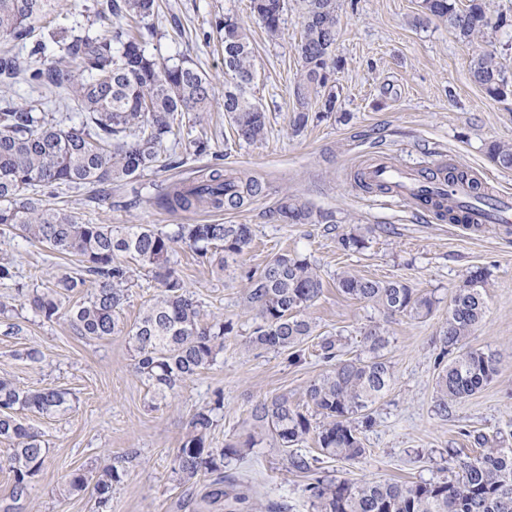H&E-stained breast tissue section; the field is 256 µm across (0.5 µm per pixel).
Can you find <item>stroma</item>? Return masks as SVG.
Wrapping results in <instances>:
<instances>
[{
  "mask_svg": "<svg viewBox=\"0 0 512 512\" xmlns=\"http://www.w3.org/2000/svg\"><path fill=\"white\" fill-rule=\"evenodd\" d=\"M157 2L154 32L146 37L148 54L172 63L188 60L219 86L227 77L217 24L227 15L244 24L257 71L250 93L267 116L265 140H239L222 105L185 112L156 166L114 183L108 202L97 200L95 188L68 186L58 188L49 202L86 224H147L163 232L178 224L250 225L252 240L231 276L218 273L212 260L189 245L176 244L171 256L208 317L232 323L233 331L213 364L174 398L160 401L135 369L128 336L79 335L66 314L47 321L17 298V290L44 291L61 274L83 276L78 257L54 253L0 226V262L15 273L0 281V378L23 388L63 389L70 399L68 410L54 416L22 414L49 448L24 512H224L223 506L204 502V482L182 483L173 471L192 414L211 406L216 412L208 447L243 449L224 461L225 473L238 476L250 490L243 512H268L271 502L287 504V512H317L307 489L310 476L289 469L286 451L269 443L245 448L251 410L260 401L287 396L313 427L297 452L320 456L315 429L323 418L307 396L310 384L327 369L320 345L330 338L342 358L366 357L363 332L375 324L388 340L383 355L394 381L370 407V426H362L361 416L353 418L364 457H320L319 476L443 481L458 459L476 455L480 447L512 448V234L493 224L472 231L437 220L388 196L364 192L353 180L356 170L384 153L429 174L446 165L470 174L487 172L492 180L481 183L484 191L512 188V170L497 167L487 154L490 143L512 144V96H490L469 73L472 55L491 48L512 77V28L466 44L445 21L416 24L421 0H338L336 109L296 135L291 117L301 68L296 47L303 0H286L273 38L253 15L251 0ZM97 3L58 0L56 13L38 32L49 42L48 55L60 53L51 35L111 28V20L97 17ZM196 138L208 140L209 153L187 150ZM216 152L223 154L225 169L262 181V193L230 211L174 213L154 205L162 190L199 178ZM287 195L333 214L334 223L275 221L271 213ZM350 233L364 238L362 249L341 247V235ZM286 252L306 257L323 282L321 294L305 311L313 333L303 342L305 359L297 365L289 363L287 351L247 346L255 322L244 303L246 274ZM344 271L403 282L429 298L432 309L392 315L346 296L336 286L337 274ZM475 271L485 277L487 304L469 345L494 354L497 372L443 417L435 411L436 378L447 363L439 332L448 322L455 289ZM128 288L119 320L130 325L160 293L161 284L154 272L137 267ZM32 348L41 351L39 362L27 359ZM476 432L485 436V444L474 442ZM452 448L457 458L449 457ZM110 462L119 464L121 478L112 485L107 508H98L90 495L63 493L72 470L95 477Z\"/></svg>",
  "mask_w": 512,
  "mask_h": 512,
  "instance_id": "35a3bbf8",
  "label": "stroma"
}]
</instances>
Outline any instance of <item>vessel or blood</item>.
Instances as JSON below:
<instances>
[{
	"label": "vessel or blood",
	"mask_w": 512,
	"mask_h": 512,
	"mask_svg": "<svg viewBox=\"0 0 512 512\" xmlns=\"http://www.w3.org/2000/svg\"><path fill=\"white\" fill-rule=\"evenodd\" d=\"M364 174L370 181L389 186L390 197L404 205L420 208L421 198L432 183L419 177L412 169L396 165L391 158L379 156L365 167ZM443 204L448 208L465 210L466 223L471 229L488 224L512 223V194L496 191L484 199H476L470 181L455 180L442 185Z\"/></svg>",
	"instance_id": "1"
}]
</instances>
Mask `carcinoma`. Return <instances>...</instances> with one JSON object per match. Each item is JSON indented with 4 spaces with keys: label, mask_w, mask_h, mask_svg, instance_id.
Wrapping results in <instances>:
<instances>
[{
    "label": "carcinoma",
    "mask_w": 512,
    "mask_h": 512,
    "mask_svg": "<svg viewBox=\"0 0 512 512\" xmlns=\"http://www.w3.org/2000/svg\"><path fill=\"white\" fill-rule=\"evenodd\" d=\"M303 34L297 45L300 78L292 117L295 134L313 120L312 100L321 99L318 111L336 108L335 86L328 75L339 66L335 46L338 34L336 0H304ZM55 0H0V37L24 42L34 36L36 26L52 14ZM253 11L267 32H279L285 0H252ZM423 14L444 19L461 40L468 43L508 26L499 15L491 21L487 0H467L464 8L455 0H422ZM132 25L116 26L112 36L70 37L68 56L46 55L39 40L31 50L41 55L32 66L6 49L0 54V80H22L38 90L48 103L70 99L78 108L77 120L53 123L44 112L0 109V225L16 228L29 240L52 251L81 258L85 271L94 276L87 301L70 313L72 326L82 336L104 338L126 332L137 351L135 367L151 381L155 394L165 400L177 387L213 364L224 348V336L232 324L220 320L201 323V305L170 266L174 245L194 247L205 257L218 249L219 270L241 256L251 241L248 224H179L172 233L156 231L144 224H82L66 211L42 203L36 195L52 194L61 185L76 188L110 185L151 168L159 149L175 135L180 112H205L221 101L239 138L260 142L265 138L266 115L247 94L255 69L253 46L246 28L236 18L224 17V69L234 83L219 91L188 62L168 65L146 50L141 24L154 14L155 0H109L101 12ZM470 75L474 83L496 98L512 95V84L489 51L472 56ZM491 161L512 169V146L492 143ZM216 163L196 182L174 187L157 203L170 211H189L203 206L214 210L239 209L262 191L256 179L224 173ZM283 224H330L333 215L314 212L306 203L285 200L273 211ZM128 257L151 269L162 286L161 293L128 329L119 324V312L127 300L130 268ZM247 306L258 320L249 343L260 349L285 350L291 362L302 361L299 345L313 333L305 317L321 294V277L307 259L282 253L255 271L247 272ZM85 279L63 274L53 287L29 299L31 310L47 321L59 315L61 297L84 287ZM337 288L352 298L377 305L391 314L417 313L430 309L428 300L398 281H380L343 272ZM486 309L484 277L470 274L455 290L448 310V326L441 331L443 352L454 353L436 380V410L448 414V406L470 397L491 381L497 361L493 354L467 346ZM321 358L330 370L308 388L309 400L323 416L317 443L321 454L356 460L366 454L358 428L350 417L366 410L390 388L394 373L378 356L340 360L335 341L322 342ZM67 392L55 388L21 389L0 380V439L12 443L6 463L13 474L9 492L0 496V512H21L32 483L49 453L42 435L31 430L18 412L29 410L54 415L67 408ZM215 407L196 411L189 430L173 460V470L185 484L210 478L209 497L224 501L225 512H237L246 495L224 491V457L241 449L228 445L221 450L205 447L214 424ZM256 432L247 448L263 442L262 431L271 432L278 447L291 448L310 433L307 416L292 407L285 395L256 404L251 411ZM319 458L291 453L290 468L307 473ZM458 473L440 482L399 483L317 477L308 491L320 512H512V448H483L457 464ZM119 478L115 465L108 466L95 483L81 470L66 476L63 492L79 495L92 490L98 506L105 507L112 482Z\"/></svg>",
    "instance_id": "carcinoma-1"
}]
</instances>
